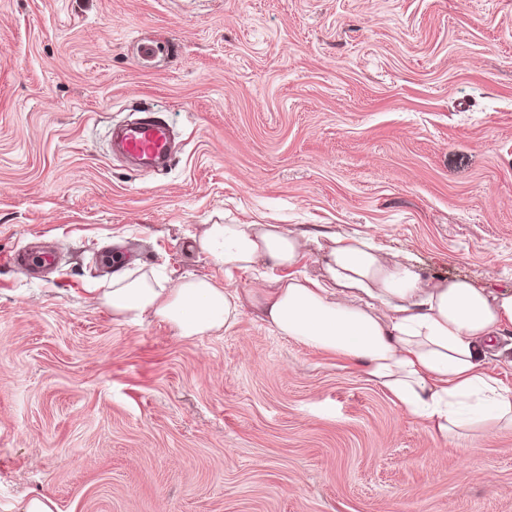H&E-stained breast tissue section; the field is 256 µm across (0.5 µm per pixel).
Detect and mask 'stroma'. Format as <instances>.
Instances as JSON below:
<instances>
[{
    "mask_svg": "<svg viewBox=\"0 0 512 512\" xmlns=\"http://www.w3.org/2000/svg\"><path fill=\"white\" fill-rule=\"evenodd\" d=\"M144 108L161 173L109 153ZM209 224L512 288V0H0V256L68 243L48 281L0 264V512H512V427L434 436L250 309L113 321L105 254L220 281Z\"/></svg>",
    "mask_w": 512,
    "mask_h": 512,
    "instance_id": "1",
    "label": "stroma"
}]
</instances>
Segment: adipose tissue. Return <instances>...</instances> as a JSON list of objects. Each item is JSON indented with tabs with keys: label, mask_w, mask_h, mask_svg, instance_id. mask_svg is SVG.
<instances>
[{
	"label": "adipose tissue",
	"mask_w": 512,
	"mask_h": 512,
	"mask_svg": "<svg viewBox=\"0 0 512 512\" xmlns=\"http://www.w3.org/2000/svg\"><path fill=\"white\" fill-rule=\"evenodd\" d=\"M197 245L223 267V282L173 281L118 261L101 301L118 321L155 317L184 338L232 329L249 307L277 335L340 358L441 438L475 441L490 425L512 426V388L488 361L497 339L512 333V289L465 278L426 282L410 260L383 256L366 236L211 224ZM312 251L324 281L298 271ZM259 264L274 277L242 292L235 272Z\"/></svg>",
	"instance_id": "ef3b65f1"
}]
</instances>
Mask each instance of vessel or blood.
<instances>
[{
  "mask_svg": "<svg viewBox=\"0 0 512 512\" xmlns=\"http://www.w3.org/2000/svg\"><path fill=\"white\" fill-rule=\"evenodd\" d=\"M109 142L113 154L142 167L164 168L172 161L173 128L150 110L136 121L112 128ZM9 261L17 267L32 270L55 265L57 253L53 250L33 252L20 248L10 255Z\"/></svg>",
  "mask_w": 512,
  "mask_h": 512,
  "instance_id": "b4317fda",
  "label": "vessel or blood"
}]
</instances>
